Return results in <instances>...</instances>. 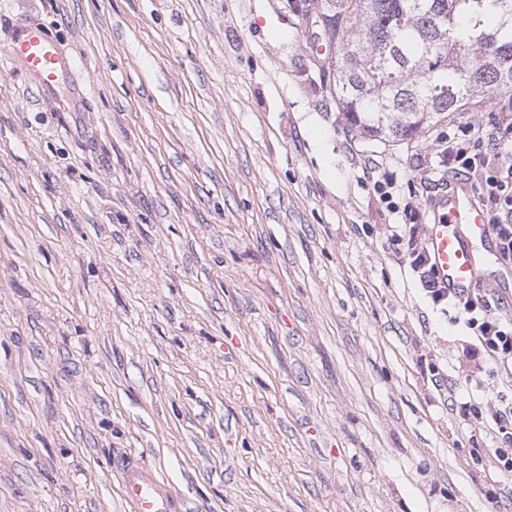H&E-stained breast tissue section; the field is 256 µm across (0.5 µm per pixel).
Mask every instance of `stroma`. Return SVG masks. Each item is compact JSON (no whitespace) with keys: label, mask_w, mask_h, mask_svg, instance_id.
Segmentation results:
<instances>
[{"label":"stroma","mask_w":512,"mask_h":512,"mask_svg":"<svg viewBox=\"0 0 512 512\" xmlns=\"http://www.w3.org/2000/svg\"><path fill=\"white\" fill-rule=\"evenodd\" d=\"M320 0H0L77 62L0 74V512H130L117 466L186 512H512L493 439L428 363L454 311L392 245L360 156L426 238L447 123L364 140Z\"/></svg>","instance_id":"1"}]
</instances>
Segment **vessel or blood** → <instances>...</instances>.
Instances as JSON below:
<instances>
[{"label": "vessel or blood", "instance_id": "obj_1", "mask_svg": "<svg viewBox=\"0 0 512 512\" xmlns=\"http://www.w3.org/2000/svg\"><path fill=\"white\" fill-rule=\"evenodd\" d=\"M5 59L20 62L30 84L40 90L52 88L61 73L76 67L56 43L22 28L13 33ZM429 207L433 218L427 226L426 245L437 280L457 293L468 292L480 280L476 245L486 246L489 256L497 254L487 216L464 188L438 195ZM118 471L131 512H182L181 501L155 470L122 463Z\"/></svg>", "mask_w": 512, "mask_h": 512}]
</instances>
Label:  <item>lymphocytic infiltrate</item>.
<instances>
[{
	"mask_svg": "<svg viewBox=\"0 0 512 512\" xmlns=\"http://www.w3.org/2000/svg\"><path fill=\"white\" fill-rule=\"evenodd\" d=\"M440 166L449 176H464L489 217L497 241L498 258L512 262V118L497 122L458 120L448 126L440 151ZM406 240L405 258L417 272L426 297L434 306H448L464 330L461 357L471 371V382L484 374H495L512 388V313L504 311L500 295L474 289L464 297L448 293L437 281L428 262L425 244ZM448 408L463 420L476 419L495 432L500 441L490 455L498 475L499 493L512 496V403L482 411L475 397L461 398L456 389L448 391Z\"/></svg>",
	"mask_w": 512,
	"mask_h": 512,
	"instance_id": "obj_1",
	"label": "lymphocytic infiltrate"
}]
</instances>
